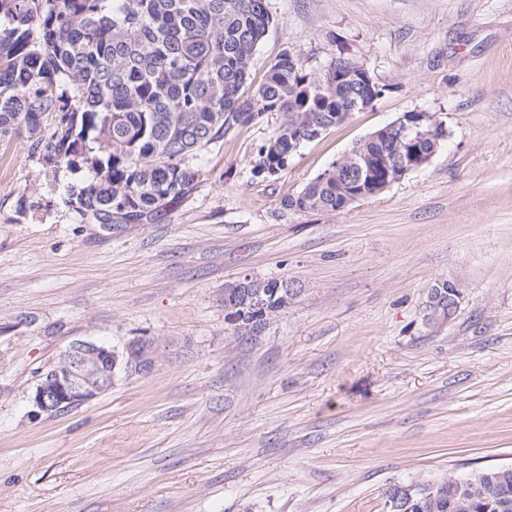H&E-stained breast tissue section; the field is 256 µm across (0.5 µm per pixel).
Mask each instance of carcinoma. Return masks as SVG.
<instances>
[{"label":"carcinoma","mask_w":512,"mask_h":512,"mask_svg":"<svg viewBox=\"0 0 512 512\" xmlns=\"http://www.w3.org/2000/svg\"><path fill=\"white\" fill-rule=\"evenodd\" d=\"M271 23L267 0H0V139H25L54 175L86 172L64 189L81 224L149 223L199 181L201 151L269 115L277 132L248 165L256 178H276L366 89L348 58L333 63L334 89L287 51L253 84V57ZM430 125L423 120L428 135L409 146L395 129L368 140L364 171L333 162L283 207L340 212L359 179L373 195L398 160L447 140ZM283 284L265 280L274 316ZM412 485L398 512H486L490 502L512 512V469Z\"/></svg>","instance_id":"carcinoma-1"}]
</instances>
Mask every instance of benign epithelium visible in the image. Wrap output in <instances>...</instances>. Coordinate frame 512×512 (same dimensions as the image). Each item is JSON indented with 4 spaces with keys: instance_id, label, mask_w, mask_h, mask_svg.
<instances>
[{
    "instance_id": "1",
    "label": "benign epithelium",
    "mask_w": 512,
    "mask_h": 512,
    "mask_svg": "<svg viewBox=\"0 0 512 512\" xmlns=\"http://www.w3.org/2000/svg\"><path fill=\"white\" fill-rule=\"evenodd\" d=\"M433 153H419L409 163L397 165L395 178L426 165ZM458 291L448 287V295L432 297L429 308L439 310L448 304L446 312L453 313ZM224 309L238 327L248 329L254 321L266 318V305L262 290L249 294L243 301L231 296L229 287H224ZM169 347L166 341L149 336H136L116 347L96 340H77L62 352L58 362L42 374L31 396V405L36 415L59 413L90 403L112 386L134 374L152 372Z\"/></svg>"
}]
</instances>
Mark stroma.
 I'll return each instance as SVG.
<instances>
[{"instance_id":"35a3bbf8","label":"stroma","mask_w":512,"mask_h":512,"mask_svg":"<svg viewBox=\"0 0 512 512\" xmlns=\"http://www.w3.org/2000/svg\"><path fill=\"white\" fill-rule=\"evenodd\" d=\"M252 79L290 53L343 56L381 95L279 178L245 159L276 116L200 155L175 208L117 234L79 224L67 169L0 140V512H383L397 480L512 465V0H269ZM409 112L448 140L341 212L284 209L356 142ZM298 294L255 336L225 285ZM459 291L449 317L428 304ZM172 341L150 374L34 415L69 344Z\"/></svg>"}]
</instances>
